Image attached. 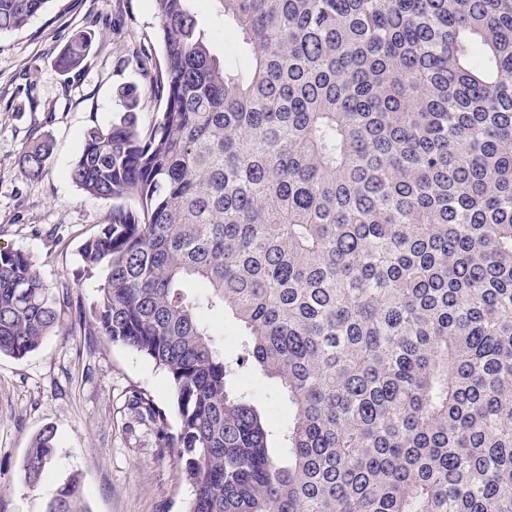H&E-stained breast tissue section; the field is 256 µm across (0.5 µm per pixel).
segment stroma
I'll return each instance as SVG.
<instances>
[{"mask_svg":"<svg viewBox=\"0 0 512 512\" xmlns=\"http://www.w3.org/2000/svg\"><path fill=\"white\" fill-rule=\"evenodd\" d=\"M216 55L233 37L221 0H192ZM152 0H50L18 32L0 39V251H20L48 283H64L71 302L65 326L23 359L0 354V512H43L70 476L84 484L86 512H183L192 486L171 466L151 423L130 404L132 390L168 407L166 375L139 354L75 321L91 303L97 278L79 250L105 223L108 200L91 199L70 170L85 130L110 125L116 90L143 85L126 59L133 47L156 48ZM80 31L92 39L79 70L58 59ZM53 143L44 173L29 178L21 157L31 128ZM54 427L52 467L29 488L22 461L32 438Z\"/></svg>","mask_w":512,"mask_h":512,"instance_id":"obj_1","label":"stroma"}]
</instances>
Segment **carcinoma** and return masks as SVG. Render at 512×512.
I'll use <instances>...</instances> for the list:
<instances>
[{
	"label": "carcinoma",
	"instance_id": "1",
	"mask_svg": "<svg viewBox=\"0 0 512 512\" xmlns=\"http://www.w3.org/2000/svg\"><path fill=\"white\" fill-rule=\"evenodd\" d=\"M48 2L0 0V36ZM222 3L220 59L189 0H152L161 57L131 52L147 84L117 88L70 171L116 202L81 247L101 277L78 319L167 375L176 426L132 402L186 512H512V0ZM51 153L32 130L24 173ZM68 287L0 251V353L62 328ZM254 370L288 424L242 391ZM55 448L52 427L33 439L28 487ZM84 496L72 477L45 512ZM224 344V360L234 361L239 353L240 338L235 321L231 316H224V336H217Z\"/></svg>",
	"mask_w": 512,
	"mask_h": 512
}]
</instances>
